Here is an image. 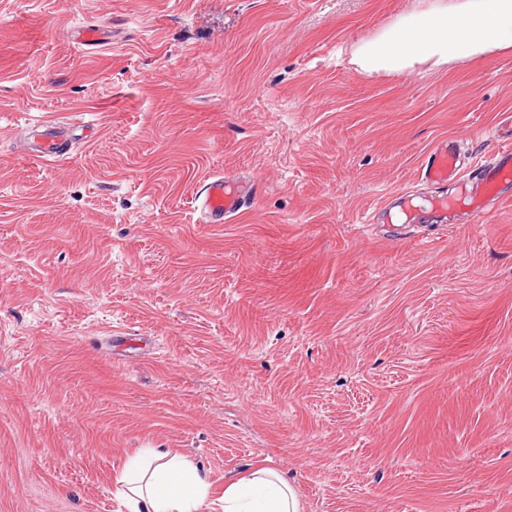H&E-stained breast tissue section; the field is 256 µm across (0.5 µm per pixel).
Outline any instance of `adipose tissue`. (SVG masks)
<instances>
[{"mask_svg": "<svg viewBox=\"0 0 512 512\" xmlns=\"http://www.w3.org/2000/svg\"><path fill=\"white\" fill-rule=\"evenodd\" d=\"M512 46V0H466L409 17L377 40L355 52L359 65L370 71H401L424 60L443 63L479 57ZM118 490L127 512H204L210 483L193 461L155 449L132 462ZM223 512H300L287 478L273 468H258L248 477L224 485Z\"/></svg>", "mask_w": 512, "mask_h": 512, "instance_id": "1", "label": "adipose tissue"}]
</instances>
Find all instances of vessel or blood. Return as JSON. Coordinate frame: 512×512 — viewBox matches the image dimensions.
Here are the masks:
<instances>
[{
	"label": "vessel or blood",
	"mask_w": 512,
	"mask_h": 512,
	"mask_svg": "<svg viewBox=\"0 0 512 512\" xmlns=\"http://www.w3.org/2000/svg\"><path fill=\"white\" fill-rule=\"evenodd\" d=\"M45 128L47 134L36 157L53 161L59 157L56 139L66 128L53 121L46 122ZM421 177L434 184L452 183L453 191L422 204L409 194L396 195L386 211L388 222L417 224L423 213L429 211L439 214L446 222L463 213L470 223H485L496 206L512 202V142L498 147L493 160L472 175L462 171L455 139H441L429 152ZM252 198V189L241 182L221 175L209 176L198 204L200 218L207 224L232 222L247 209Z\"/></svg>",
	"instance_id": "vessel-or-blood-1"
}]
</instances>
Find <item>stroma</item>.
Listing matches in <instances>:
<instances>
[{
    "label": "stroma",
    "instance_id": "stroma-1",
    "mask_svg": "<svg viewBox=\"0 0 512 512\" xmlns=\"http://www.w3.org/2000/svg\"><path fill=\"white\" fill-rule=\"evenodd\" d=\"M458 2L0 0V512H126L144 448L216 496L276 468L301 512H512V203L378 214L442 193L438 140L512 136V47L351 57ZM45 119L66 159L32 160ZM214 174L257 188L233 223ZM204 195L197 205L200 218L205 224L230 223L243 213L253 199L252 187L222 175L207 178Z\"/></svg>",
    "mask_w": 512,
    "mask_h": 512
}]
</instances>
